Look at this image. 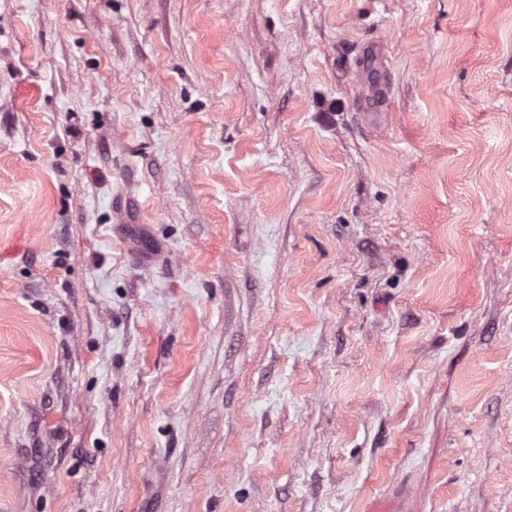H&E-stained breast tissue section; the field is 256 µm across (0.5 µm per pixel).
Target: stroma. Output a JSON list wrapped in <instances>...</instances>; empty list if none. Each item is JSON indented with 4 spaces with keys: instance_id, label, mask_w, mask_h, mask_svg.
<instances>
[{
    "instance_id": "35a3bbf8",
    "label": "stroma",
    "mask_w": 512,
    "mask_h": 512,
    "mask_svg": "<svg viewBox=\"0 0 512 512\" xmlns=\"http://www.w3.org/2000/svg\"><path fill=\"white\" fill-rule=\"evenodd\" d=\"M512 512V0H0V512Z\"/></svg>"
}]
</instances>
